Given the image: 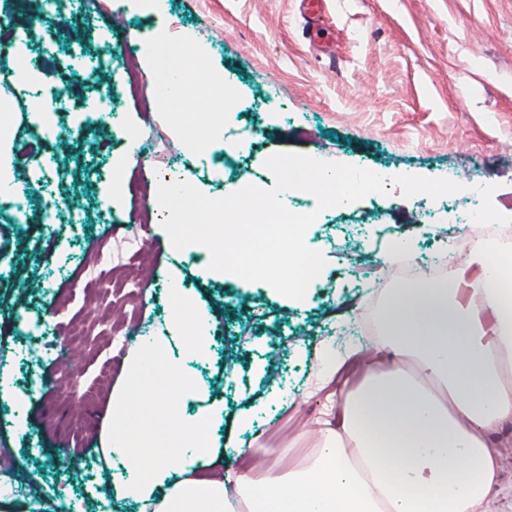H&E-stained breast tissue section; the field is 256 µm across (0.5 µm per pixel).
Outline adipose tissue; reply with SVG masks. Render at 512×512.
I'll return each instance as SVG.
<instances>
[{
	"mask_svg": "<svg viewBox=\"0 0 512 512\" xmlns=\"http://www.w3.org/2000/svg\"><path fill=\"white\" fill-rule=\"evenodd\" d=\"M512 260L480 249L446 279L421 275L394 293L385 331L370 344L336 353L314 385L324 395L309 458L294 449L251 448L228 434L204 441L217 413L180 411L193 393L179 363L164 361L170 427L159 446L127 447L107 433L104 461L124 474L116 497L141 512H512L495 436L512 427ZM190 318L175 316L148 349L163 353L171 336L191 333L190 355L205 354L210 321L188 295Z\"/></svg>",
	"mask_w": 512,
	"mask_h": 512,
	"instance_id": "1",
	"label": "adipose tissue"
}]
</instances>
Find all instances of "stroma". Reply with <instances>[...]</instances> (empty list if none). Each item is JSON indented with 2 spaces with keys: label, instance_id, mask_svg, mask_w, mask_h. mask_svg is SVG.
Instances as JSON below:
<instances>
[{
  "label": "stroma",
  "instance_id": "1",
  "mask_svg": "<svg viewBox=\"0 0 512 512\" xmlns=\"http://www.w3.org/2000/svg\"><path fill=\"white\" fill-rule=\"evenodd\" d=\"M325 12L331 55L311 46L299 0H166L160 11L150 0H98L93 23L82 0H61L53 12L29 0L24 14L18 0H0V105L12 115L0 161L26 187L24 213L0 200V373L12 393L0 400V472L18 485L0 512H71L77 501L86 512H137L111 491L100 436L113 423L110 392L125 381L126 357L163 330L177 292L192 295L212 321L206 357L187 356L180 337L168 348L204 400L224 411L208 431L211 445L223 447L244 412L251 422L239 442L285 444L320 417L324 397L284 410L278 390L298 393L315 378L322 342L340 352L369 341L353 323L335 324L351 285L364 284L361 317L372 324L401 285L399 270H379L392 233L411 229L418 261L439 242L459 241L457 217L476 179L482 207L512 225V0H326ZM172 26L187 95L175 103L158 95L150 76L160 49L141 57L143 95L129 97L120 83L126 54ZM77 42L82 60L59 71ZM54 83L66 106L47 137L30 115ZM274 151L392 178L386 193L324 211L309 228L305 239L326 265L302 310L268 284L174 251L143 206L167 176L211 199L244 179L271 188L265 161ZM31 152L46 162L43 178L24 162ZM48 196L59 200L50 219ZM104 247L114 278L156 286L149 301L113 292L116 306L136 308V337L120 349L91 342L64 375L52 361L25 357L32 336L21 315H43L61 297L70 318L83 320L86 281ZM156 390L147 384L131 394L138 423L129 439L156 428Z\"/></svg>",
  "mask_w": 512,
  "mask_h": 512
}]
</instances>
